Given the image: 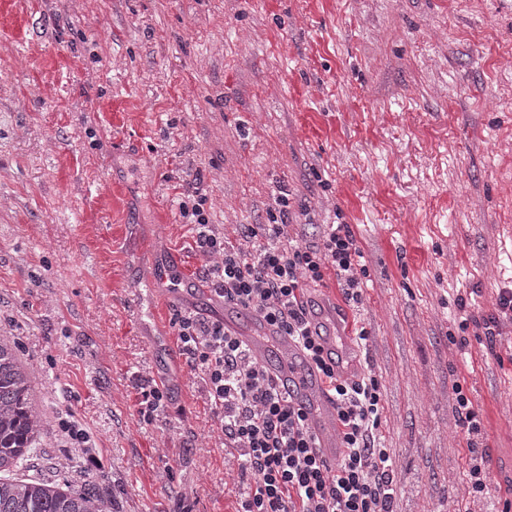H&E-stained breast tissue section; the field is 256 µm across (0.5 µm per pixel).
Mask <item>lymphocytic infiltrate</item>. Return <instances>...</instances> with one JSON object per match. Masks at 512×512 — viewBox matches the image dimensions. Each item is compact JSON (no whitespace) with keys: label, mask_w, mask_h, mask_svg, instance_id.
<instances>
[{"label":"lymphocytic infiltrate","mask_w":512,"mask_h":512,"mask_svg":"<svg viewBox=\"0 0 512 512\" xmlns=\"http://www.w3.org/2000/svg\"><path fill=\"white\" fill-rule=\"evenodd\" d=\"M206 204L200 193L179 201L196 251L210 260L206 282L225 303L253 311L301 349L326 384L342 442L338 463L329 464L307 410L278 373L223 320L177 312L180 349L204 385L225 447L238 450L252 480L239 512H391L390 455L378 433L381 385L370 374H340L307 310L310 286L322 285L330 271L346 305L361 304L368 269L350 225H323L319 244L294 245L287 233L289 198L282 191L269 223L250 228L255 244L245 251L210 223Z\"/></svg>","instance_id":"f902f5d3"}]
</instances>
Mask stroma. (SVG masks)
Segmentation results:
<instances>
[{
	"label": "stroma",
	"mask_w": 512,
	"mask_h": 512,
	"mask_svg": "<svg viewBox=\"0 0 512 512\" xmlns=\"http://www.w3.org/2000/svg\"><path fill=\"white\" fill-rule=\"evenodd\" d=\"M193 181L245 247L281 189L293 242L350 225L360 311L330 276L309 315L341 369L381 384L393 512H503L512 320L477 337L455 300L498 316L512 287V0H0V335L44 419L25 472L94 483L112 512H237L250 485L173 325L224 315L176 202ZM168 265L181 297L157 284ZM155 386L168 399L146 421ZM459 388L491 471L480 496ZM456 401L459 413V422L464 429L467 448H478V440L481 436V421L475 411L471 400L463 393L462 389H456Z\"/></svg>",
	"instance_id": "1"
}]
</instances>
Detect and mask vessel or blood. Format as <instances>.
Instances as JSON below:
<instances>
[{"label":"vessel or blood","instance_id":"1","mask_svg":"<svg viewBox=\"0 0 512 512\" xmlns=\"http://www.w3.org/2000/svg\"><path fill=\"white\" fill-rule=\"evenodd\" d=\"M241 330V339L260 361H267L270 353H278L284 376L294 380L300 400L310 411V425L318 438V447L325 459L336 456V410L323 396V382L319 375L307 373L287 337L275 335L263 322H255Z\"/></svg>","mask_w":512,"mask_h":512}]
</instances>
